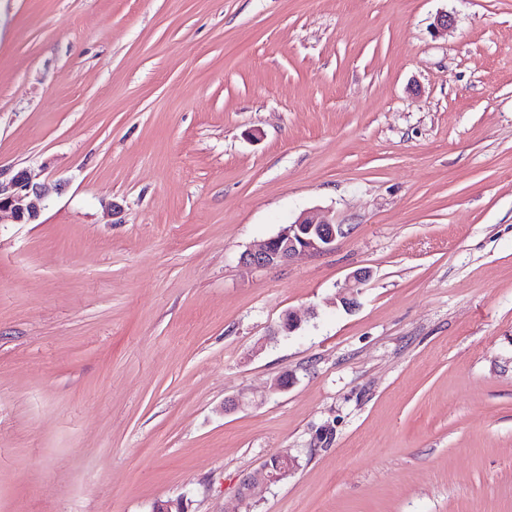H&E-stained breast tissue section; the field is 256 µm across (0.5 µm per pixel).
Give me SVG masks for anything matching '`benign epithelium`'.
<instances>
[{
	"label": "benign epithelium",
	"mask_w": 512,
	"mask_h": 512,
	"mask_svg": "<svg viewBox=\"0 0 512 512\" xmlns=\"http://www.w3.org/2000/svg\"><path fill=\"white\" fill-rule=\"evenodd\" d=\"M44 190L33 183L27 170L9 175L0 169V215L5 214L16 224H31L37 220L42 208ZM346 234L344 225L326 216L310 212L301 214L294 222L246 250L240 262L248 268L267 269L291 261L300 254H320L334 249L336 239ZM369 279V271L353 272L340 287L337 297L346 308L356 304L359 288ZM295 459L286 452H279L275 459L267 460L262 467L263 479L245 478L239 488V500L247 503L262 497L267 487L293 471Z\"/></svg>",
	"instance_id": "1"
}]
</instances>
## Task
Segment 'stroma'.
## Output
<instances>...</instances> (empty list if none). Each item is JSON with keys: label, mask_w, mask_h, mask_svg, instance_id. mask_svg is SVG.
Returning a JSON list of instances; mask_svg holds the SVG:
<instances>
[{"label": "stroma", "mask_w": 512, "mask_h": 512, "mask_svg": "<svg viewBox=\"0 0 512 512\" xmlns=\"http://www.w3.org/2000/svg\"><path fill=\"white\" fill-rule=\"evenodd\" d=\"M0 166V512H512V0H0ZM7 174L0 168V220L6 214L16 224L33 223L41 212L44 190L25 169ZM345 233L344 225L335 224L327 216L305 212L294 222L285 224L276 235L243 252L240 262L254 269L276 267L300 254L331 251L336 239ZM369 276V271L360 269L353 272L346 279L337 293V297L343 306L349 309L356 304L357 296L360 291L359 288L369 279ZM296 466L295 459L288 452L276 454L275 461L269 458L262 467L263 479L261 481L247 477L239 488V500L247 503L251 500L261 498L267 487L279 482L293 471Z\"/></svg>", "instance_id": "stroma-1"}]
</instances>
